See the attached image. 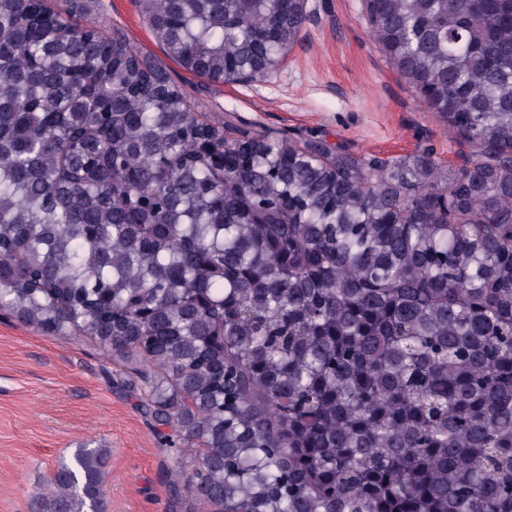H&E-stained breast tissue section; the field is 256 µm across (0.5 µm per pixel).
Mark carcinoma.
Wrapping results in <instances>:
<instances>
[{
	"label": "carcinoma",
	"mask_w": 512,
	"mask_h": 512,
	"mask_svg": "<svg viewBox=\"0 0 512 512\" xmlns=\"http://www.w3.org/2000/svg\"><path fill=\"white\" fill-rule=\"evenodd\" d=\"M215 82L292 41L279 0H143ZM410 84L474 142L512 149V0H381ZM154 65L46 0H0V309L132 365L145 411L212 448L172 496L228 512H512V181L425 158L306 168L247 138L223 180ZM107 448H79L43 512H102Z\"/></svg>",
	"instance_id": "obj_1"
}]
</instances>
